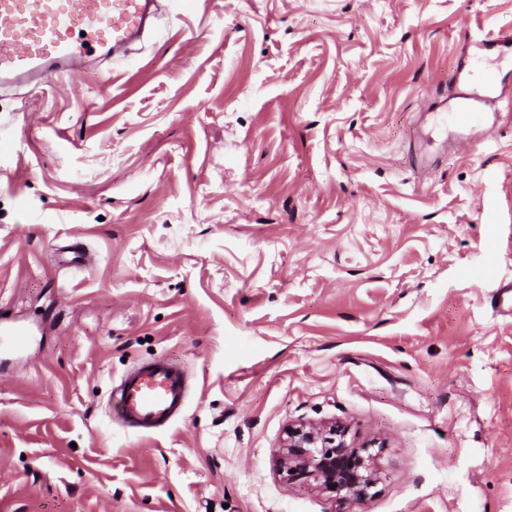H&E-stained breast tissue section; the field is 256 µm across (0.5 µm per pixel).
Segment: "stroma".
<instances>
[{
	"label": "stroma",
	"mask_w": 512,
	"mask_h": 512,
	"mask_svg": "<svg viewBox=\"0 0 512 512\" xmlns=\"http://www.w3.org/2000/svg\"><path fill=\"white\" fill-rule=\"evenodd\" d=\"M162 3L0 85V512H512V47L478 127L432 118L512 0ZM158 359L190 391L144 433L111 396ZM332 422L366 500L278 470Z\"/></svg>",
	"instance_id": "1"
}]
</instances>
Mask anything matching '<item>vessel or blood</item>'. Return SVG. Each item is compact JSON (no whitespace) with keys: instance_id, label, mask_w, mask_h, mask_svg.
Wrapping results in <instances>:
<instances>
[{"instance_id":"1","label":"vessel or blood","mask_w":512,"mask_h":512,"mask_svg":"<svg viewBox=\"0 0 512 512\" xmlns=\"http://www.w3.org/2000/svg\"><path fill=\"white\" fill-rule=\"evenodd\" d=\"M159 9V0H0V84L73 78L85 57L106 61L139 39ZM453 80V124L479 125L497 91L494 76L476 84L460 71ZM188 391L182 369L156 360L125 374L115 394L121 419L149 432L180 415Z\"/></svg>"}]
</instances>
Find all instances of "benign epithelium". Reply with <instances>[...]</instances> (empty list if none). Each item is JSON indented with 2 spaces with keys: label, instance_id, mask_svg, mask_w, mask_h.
<instances>
[{
  "label": "benign epithelium",
  "instance_id": "7a95c632",
  "mask_svg": "<svg viewBox=\"0 0 512 512\" xmlns=\"http://www.w3.org/2000/svg\"><path fill=\"white\" fill-rule=\"evenodd\" d=\"M347 434V427L336 423L290 426L279 464L287 476H312L343 501L367 498L377 484L375 457L348 442Z\"/></svg>",
  "mask_w": 512,
  "mask_h": 512
}]
</instances>
